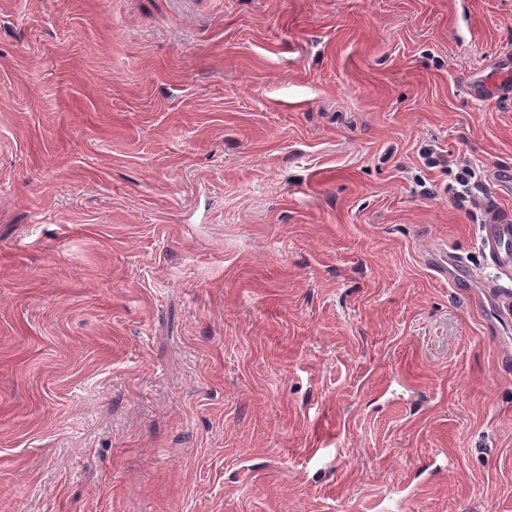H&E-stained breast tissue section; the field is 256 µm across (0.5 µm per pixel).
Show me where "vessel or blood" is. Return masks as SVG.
I'll list each match as a JSON object with an SVG mask.
<instances>
[{
  "instance_id": "1",
  "label": "vessel or blood",
  "mask_w": 512,
  "mask_h": 512,
  "mask_svg": "<svg viewBox=\"0 0 512 512\" xmlns=\"http://www.w3.org/2000/svg\"><path fill=\"white\" fill-rule=\"evenodd\" d=\"M475 96L481 100L512 98V73L502 69L489 76L478 87ZM480 245L486 258L500 269L504 283L494 284L490 292L500 319H512V212L488 201L479 226Z\"/></svg>"
}]
</instances>
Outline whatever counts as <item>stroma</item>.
Listing matches in <instances>:
<instances>
[{"mask_svg": "<svg viewBox=\"0 0 512 512\" xmlns=\"http://www.w3.org/2000/svg\"><path fill=\"white\" fill-rule=\"evenodd\" d=\"M512 0H0V512H512ZM445 246L476 269L440 279ZM497 72L490 75L488 80L474 90L477 99L481 100H510L512 92V80L508 70L496 69ZM421 157L424 165L428 168L442 167L444 169L455 166L457 169L456 180L463 186L468 187L472 178L471 163L467 159H454L450 160L444 156L441 151L434 148L433 145H427L421 151ZM480 245L486 258L512 281V212L500 208L494 200L486 203L479 226ZM511 247V254H510ZM489 291L495 302V308L500 319H512V289L504 284H494Z\"/></svg>", "mask_w": 512, "mask_h": 512, "instance_id": "1", "label": "stroma"}]
</instances>
